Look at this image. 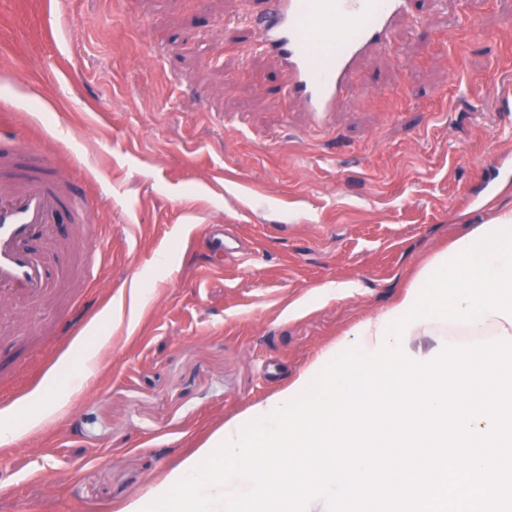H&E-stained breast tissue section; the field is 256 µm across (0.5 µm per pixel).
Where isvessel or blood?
Returning <instances> with one entry per match:
<instances>
[{
    "mask_svg": "<svg viewBox=\"0 0 512 512\" xmlns=\"http://www.w3.org/2000/svg\"><path fill=\"white\" fill-rule=\"evenodd\" d=\"M412 0H263L249 17L261 51L275 55L289 96L307 111L332 112L361 59L386 49L395 22ZM98 205L77 194L34 142L0 144V301L36 307L56 292L50 255L35 242H54L61 215L90 223Z\"/></svg>",
    "mask_w": 512,
    "mask_h": 512,
    "instance_id": "1",
    "label": "vessel or blood"
}]
</instances>
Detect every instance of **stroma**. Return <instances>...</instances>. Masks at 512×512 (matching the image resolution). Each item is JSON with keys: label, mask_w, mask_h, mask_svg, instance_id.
<instances>
[{"label": "stroma", "mask_w": 512, "mask_h": 512, "mask_svg": "<svg viewBox=\"0 0 512 512\" xmlns=\"http://www.w3.org/2000/svg\"><path fill=\"white\" fill-rule=\"evenodd\" d=\"M258 0H0V134L99 198L66 294L0 306V409L87 337L85 387L0 445V512H120L512 208V0H415L335 111L287 96ZM243 248L213 267L211 227Z\"/></svg>", "instance_id": "stroma-1"}]
</instances>
